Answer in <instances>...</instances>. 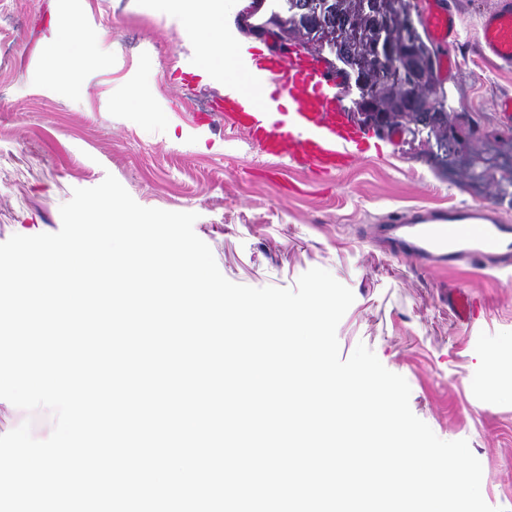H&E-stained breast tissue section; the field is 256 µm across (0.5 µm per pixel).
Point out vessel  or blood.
Returning <instances> with one entry per match:
<instances>
[{
  "label": "vessel or blood",
  "instance_id": "obj_1",
  "mask_svg": "<svg viewBox=\"0 0 512 512\" xmlns=\"http://www.w3.org/2000/svg\"><path fill=\"white\" fill-rule=\"evenodd\" d=\"M421 24L436 42L456 43L459 20L449 0H429ZM479 31V54L512 69V0H495L481 16ZM224 40L238 48L234 63L240 77L225 80L215 112L197 113L196 124L224 120L243 130L264 154L301 161L316 174L337 173L367 149L372 133L351 120L336 72L239 45L230 28ZM368 233L390 253L412 257L425 267L464 262L477 269H512V225L502 223L488 201L393 213ZM450 308L458 320L469 321L476 301L460 287Z\"/></svg>",
  "mask_w": 512,
  "mask_h": 512
}]
</instances>
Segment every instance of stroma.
Here are the masks:
<instances>
[{
  "label": "stroma",
  "mask_w": 512,
  "mask_h": 512,
  "mask_svg": "<svg viewBox=\"0 0 512 512\" xmlns=\"http://www.w3.org/2000/svg\"><path fill=\"white\" fill-rule=\"evenodd\" d=\"M456 44L441 46L448 107L482 145L512 140L494 104L512 95V70L477 52L478 22L493 0H452ZM78 16L99 42L73 55L76 88L40 73L59 53L43 40L49 12ZM180 14L164 0H0V243L55 233L76 188L113 175L141 206L193 212L196 235L221 273L252 287H295L312 268L354 294L337 328L341 357L365 344L408 382L410 408L442 440H467L482 466L485 502L512 512V278L468 265L424 268L381 252L365 232L417 206L493 201L512 224V170L486 164L501 190L436 170L419 140L395 134L342 172L316 178L306 165L272 159L225 125L192 124L236 77L223 65L199 84L177 73L198 57ZM476 298L477 318L457 321L448 289ZM496 356L487 389L481 354Z\"/></svg>",
  "instance_id": "35a3bbf8"
}]
</instances>
